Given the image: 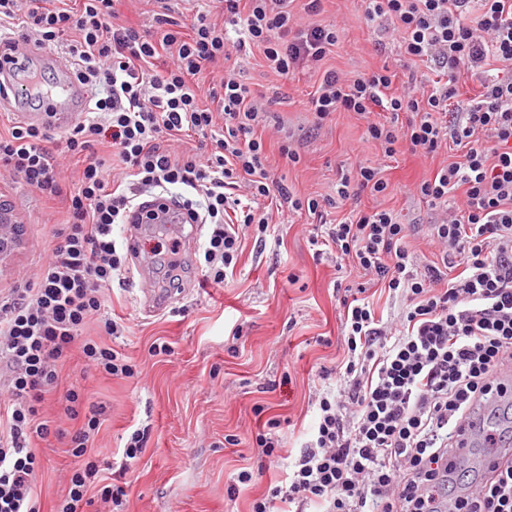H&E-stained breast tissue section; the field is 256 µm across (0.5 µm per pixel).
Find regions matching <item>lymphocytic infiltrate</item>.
<instances>
[{"label":"lymphocytic infiltrate","instance_id":"lymphocytic-infiltrate-1","mask_svg":"<svg viewBox=\"0 0 512 512\" xmlns=\"http://www.w3.org/2000/svg\"><path fill=\"white\" fill-rule=\"evenodd\" d=\"M297 0H201L190 24L158 0L159 36L116 24L117 0H0V29L17 20V36L0 37V56L20 44L65 45L75 78L101 95L63 138L45 125L16 122L0 131V170L65 205L34 287L0 300V512H41L35 441L64 438L79 463L55 512H86L99 465L85 454L97 416L67 433L40 405L61 382L72 350L86 364L130 378L118 351L84 337L102 317L103 292L128 274L127 248L114 230L134 223L153 195L208 226L198 255L213 283L235 268L247 231L266 236L269 216L258 200L323 217L326 209L367 190L384 193L377 169L357 164L335 195L298 197L265 165L258 130L269 115L259 94L228 73L209 92L200 77L231 52L259 48L273 72L286 75L321 62L339 39L335 25L293 23ZM368 21H390L405 56L430 63L426 94L382 67L346 78L323 75L309 100L317 120L338 111L365 119L366 135L385 155L429 157L444 144L462 151L416 187L442 218L430 234L440 262L419 263L405 244L409 225L386 209L352 213L328 225L324 246L371 275L402 301L397 320L378 317L364 288L341 296L344 358L334 383L322 386L316 420L296 457L279 453L276 421L255 436L259 470L284 464L286 477L253 501L251 512H512V463L491 477L459 484L456 434L472 408L512 368V0H362ZM223 22L212 21V12ZM171 62L158 71L161 54ZM477 89L454 105L460 74ZM219 100L204 105L203 95ZM383 111L374 119L375 111ZM197 138L198 150L176 154L167 141ZM108 145L126 182L110 183L96 148ZM65 146L78 177L63 190L54 151ZM463 196V207L451 204ZM257 469V470H258Z\"/></svg>","mask_w":512,"mask_h":512}]
</instances>
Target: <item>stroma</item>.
I'll return each instance as SVG.
<instances>
[{"label": "stroma", "mask_w": 512, "mask_h": 512, "mask_svg": "<svg viewBox=\"0 0 512 512\" xmlns=\"http://www.w3.org/2000/svg\"><path fill=\"white\" fill-rule=\"evenodd\" d=\"M337 24L340 38L319 63L287 76L268 69L259 49L232 54L209 66L207 82L225 70L239 71L251 87L275 94L272 106L281 127L265 129L266 164L301 196L334 193L341 171L356 162L376 167L389 187L385 194L363 192L357 200L329 210L338 223L351 209H388L413 231L407 247L425 261H440L428 234L439 213L413 197L417 183L458 160L455 146L424 158L403 151L385 157L367 140L365 123L348 112L317 121L308 101L325 71L354 76L388 66L400 79L414 77L429 89L434 76L428 63L400 54L388 30L366 20L361 0H326L317 16L302 15L301 25ZM297 147L301 160L282 157L283 141ZM0 198L23 226L20 246L0 260V290L30 277L65 219L62 206L44 203L22 181L0 178ZM274 233L258 239L248 232L233 272L223 285L207 280L193 255L180 270L183 288L171 294V275L162 263L172 235L161 227L143 237L141 249L151 264L147 275L170 298L161 311H148L138 278L112 283L105 292V315L119 319L120 335L107 344L135 366L134 377L111 378L86 370L79 351L64 360L62 387L85 392L88 404L102 411V425L88 457L112 452L104 476L125 486V512H250L252 501L269 483L282 478L280 468L240 484L237 474L255 466V435L268 420H279L281 456L298 454L315 420L311 398L323 372L343 356L339 287L364 282L362 271L342 265L334 251L311 243L316 218L308 213L274 215ZM169 344L170 354L152 355L154 342ZM147 432L140 458L126 464L120 450L134 428ZM43 467L37 492L43 512L64 495L76 465L66 443L41 442Z\"/></svg>", "instance_id": "1"}]
</instances>
